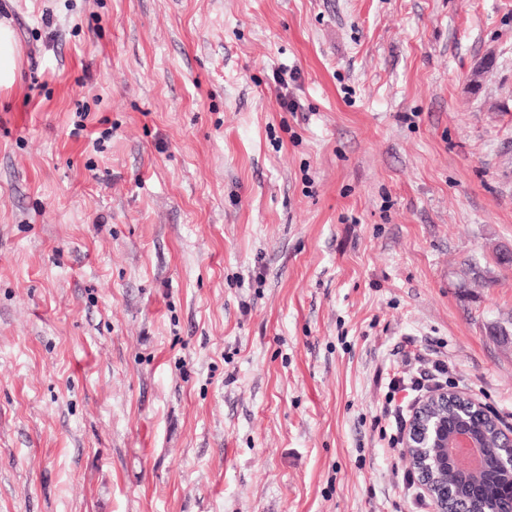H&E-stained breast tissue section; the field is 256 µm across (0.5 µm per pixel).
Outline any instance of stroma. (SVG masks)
<instances>
[{
    "label": "stroma",
    "mask_w": 512,
    "mask_h": 512,
    "mask_svg": "<svg viewBox=\"0 0 512 512\" xmlns=\"http://www.w3.org/2000/svg\"><path fill=\"white\" fill-rule=\"evenodd\" d=\"M0 21V512H416L407 351L512 427V0ZM19 63L14 31L0 22V91H7L14 85Z\"/></svg>",
    "instance_id": "1"
}]
</instances>
